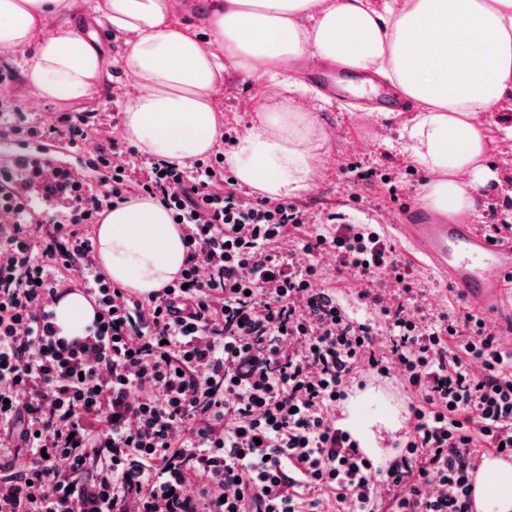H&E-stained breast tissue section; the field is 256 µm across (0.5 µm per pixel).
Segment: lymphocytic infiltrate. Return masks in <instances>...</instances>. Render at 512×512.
I'll return each mask as SVG.
<instances>
[{
  "label": "lymphocytic infiltrate",
  "mask_w": 512,
  "mask_h": 512,
  "mask_svg": "<svg viewBox=\"0 0 512 512\" xmlns=\"http://www.w3.org/2000/svg\"><path fill=\"white\" fill-rule=\"evenodd\" d=\"M91 112L25 132L77 142ZM95 182L0 165V433L25 448L0 479V512H471L482 457H512V350L472 309L419 315L375 285L415 288L377 231L305 222L300 205L226 188L224 158L190 169L115 164ZM159 198L180 221L178 280L133 297L97 270L92 228L116 203ZM53 230L26 234L35 209ZM333 250L337 273L382 316L350 319L315 265L281 251ZM92 294L87 335L60 336L54 304ZM397 372L414 397L386 465L336 423L357 370ZM103 423L99 437L88 424ZM210 486L193 488L197 474Z\"/></svg>",
  "instance_id": "f902f5d3"
}]
</instances>
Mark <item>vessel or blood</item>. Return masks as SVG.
Listing matches in <instances>:
<instances>
[{
	"instance_id": "obj_1",
	"label": "vessel or blood",
	"mask_w": 512,
	"mask_h": 512,
	"mask_svg": "<svg viewBox=\"0 0 512 512\" xmlns=\"http://www.w3.org/2000/svg\"><path fill=\"white\" fill-rule=\"evenodd\" d=\"M311 78L331 96H340L346 72L318 69ZM401 230L415 251L428 258L512 341V243L497 244L464 224L429 221L424 214Z\"/></svg>"
}]
</instances>
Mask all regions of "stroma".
I'll list each match as a JSON object with an SVG mask.
<instances>
[{
	"label": "stroma",
	"instance_id": "obj_1",
	"mask_svg": "<svg viewBox=\"0 0 512 512\" xmlns=\"http://www.w3.org/2000/svg\"><path fill=\"white\" fill-rule=\"evenodd\" d=\"M69 19L97 38L108 62L110 78L90 99L37 102L23 77L21 52L0 49V162L7 159L20 139L16 126L32 120H50L63 112H99L102 127L99 133L89 134L83 140V147L94 146L98 135L104 134L117 140L120 152L129 149L128 142L121 137L120 123L113 120L126 105L120 91L126 78L121 43L102 39L89 0H75ZM224 86L219 99L224 110L225 140L219 147L223 153L231 150L235 138L243 133L252 107L272 92L265 79L232 70L225 73ZM312 107L330 136V145L322 177L312 190L296 198L306 208L309 222L326 225L334 220L376 225L399 257L411 263L424 289L427 312L436 314L463 307V297L432 271L396 230L397 225L409 223L412 212L417 210V194L427 179L423 169L403 160L397 126L383 120L367 122L337 105L318 100ZM349 167L356 170L357 180L343 178L342 169Z\"/></svg>",
	"mask_w": 512,
	"mask_h": 512
}]
</instances>
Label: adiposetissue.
<instances>
[{
    "mask_svg": "<svg viewBox=\"0 0 512 512\" xmlns=\"http://www.w3.org/2000/svg\"><path fill=\"white\" fill-rule=\"evenodd\" d=\"M73 0H0V47L25 52L36 99L93 97L105 59L66 19ZM95 13L123 40L128 75L123 138L180 165L209 154L224 135V74L269 78L279 91L255 106L224 160L236 180L278 201L310 191L323 171L328 137L302 101L301 64L377 76L404 97V158L424 169L420 208L452 224L480 219L481 199L499 187L487 157L500 139L488 118L512 110V0H210L197 14L185 0H94ZM103 274L148 295L179 277L187 247L166 208L149 197L118 203L97 227ZM64 336L83 335L95 307L78 291L54 306ZM397 412L369 391L351 397L342 425L362 447ZM477 493L480 512H512V464L491 460Z\"/></svg>",
    "mask_w": 512,
    "mask_h": 512,
    "instance_id": "adipose-tissue-1",
    "label": "adipose tissue"
}]
</instances>
